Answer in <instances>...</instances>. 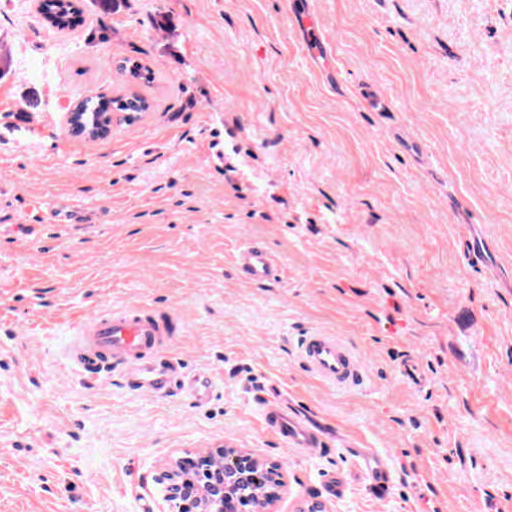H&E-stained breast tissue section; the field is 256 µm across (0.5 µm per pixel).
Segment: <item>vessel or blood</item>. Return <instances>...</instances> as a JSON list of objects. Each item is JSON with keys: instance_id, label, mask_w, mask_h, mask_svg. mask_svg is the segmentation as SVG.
<instances>
[{"instance_id": "obj_1", "label": "vessel or blood", "mask_w": 512, "mask_h": 512, "mask_svg": "<svg viewBox=\"0 0 512 512\" xmlns=\"http://www.w3.org/2000/svg\"><path fill=\"white\" fill-rule=\"evenodd\" d=\"M301 39L312 56L326 53V43L313 16L300 20ZM243 282L262 284L274 278L278 261L274 253L256 244H247L235 256ZM173 331L167 320L156 317L144 305L111 308L81 320L66 345L65 355L75 366L88 370L105 357L106 367L134 366L137 390L163 395L175 383L171 368L150 361L152 353L165 349ZM297 353L320 381L337 388L354 386L362 368L348 347L338 338L314 331L299 339ZM265 426L273 430L286 447L317 451L323 436L286 410L278 401L259 405Z\"/></svg>"}]
</instances>
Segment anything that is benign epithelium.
Wrapping results in <instances>:
<instances>
[{
  "instance_id": "obj_1",
  "label": "benign epithelium",
  "mask_w": 512,
  "mask_h": 512,
  "mask_svg": "<svg viewBox=\"0 0 512 512\" xmlns=\"http://www.w3.org/2000/svg\"><path fill=\"white\" fill-rule=\"evenodd\" d=\"M111 113L82 114L68 112L71 134L95 139L109 131ZM208 459L213 468L224 473V479L192 478L185 474L177 461L170 463L164 473L167 494L164 512H182L181 500L188 497L195 512H225L224 501L239 499L248 504L249 512H273L277 499L287 485L286 475L275 460L261 457L247 448L219 447L211 451ZM260 469L266 481L259 486L251 469Z\"/></svg>"
}]
</instances>
